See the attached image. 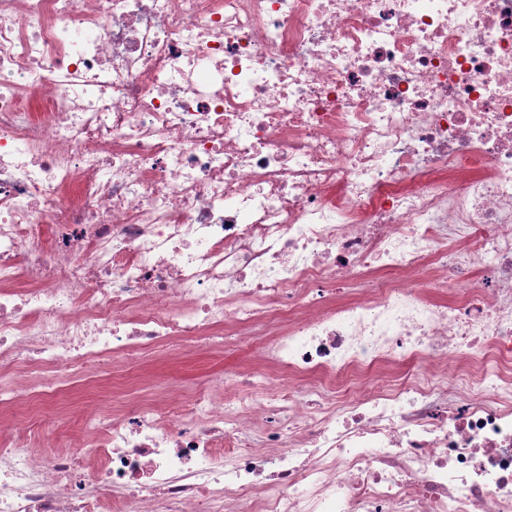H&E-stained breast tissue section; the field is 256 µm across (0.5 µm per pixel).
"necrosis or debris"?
<instances>
[{"instance_id":"obj_1","label":"necrosis or debris","mask_w":512,"mask_h":512,"mask_svg":"<svg viewBox=\"0 0 512 512\" xmlns=\"http://www.w3.org/2000/svg\"><path fill=\"white\" fill-rule=\"evenodd\" d=\"M0 512H512V0H0ZM253 349L250 347L224 351L221 356L191 354L187 356H171L166 359H133L127 366L115 369L114 372H97V379L107 384L112 378L124 375L115 381L117 390L109 396L101 387H88L74 390L61 400L49 403L40 408L38 416L40 425L52 432L60 444L69 445L74 436L79 435L90 415V411L102 413L107 410L121 409L131 403L158 398L159 392L153 393L148 388V381H164L178 383L187 394L207 387L214 377L224 376V369L235 366L249 367L253 363Z\"/></svg>"}]
</instances>
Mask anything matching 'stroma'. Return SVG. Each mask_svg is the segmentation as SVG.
Here are the masks:
<instances>
[{
	"label": "stroma",
	"mask_w": 512,
	"mask_h": 512,
	"mask_svg": "<svg viewBox=\"0 0 512 512\" xmlns=\"http://www.w3.org/2000/svg\"><path fill=\"white\" fill-rule=\"evenodd\" d=\"M252 348H239L220 356L191 354L165 359L131 360L120 370V379H113L111 372H99V386L75 390L61 400L40 409L39 423L52 432L60 444H70L79 435L91 412L121 409L131 403L152 397L149 381L180 384L186 393L207 387L214 377L226 369L252 364Z\"/></svg>",
	"instance_id": "1"
}]
</instances>
